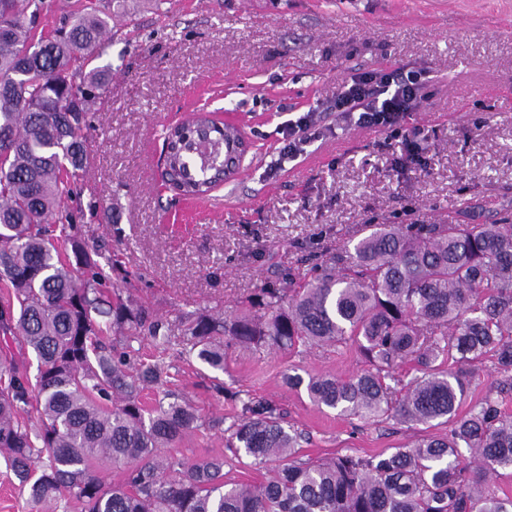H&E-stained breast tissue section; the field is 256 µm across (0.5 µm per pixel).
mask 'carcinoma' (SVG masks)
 Wrapping results in <instances>:
<instances>
[{
    "mask_svg": "<svg viewBox=\"0 0 512 512\" xmlns=\"http://www.w3.org/2000/svg\"><path fill=\"white\" fill-rule=\"evenodd\" d=\"M45 0H0V333L32 351L35 385L0 357V454L37 502L67 496L82 512H512V499L486 488V476L512 469V415L499 395L512 391V223L370 224L307 277L292 270L263 285L249 307L202 314L185 336L197 359L224 371V338L246 347L355 343L368 368L347 379L312 377L310 400L363 420L448 424L393 452L295 460L302 432L285 427L267 401L243 403L228 428L229 447L257 464L274 461L257 486L224 480V459L174 468L160 458L197 427L192 404L173 393L147 406V383L164 369L129 371V353L102 343L108 318L128 341L170 342L159 320L132 295L109 292L112 258L75 226L87 112L112 65L84 71L110 30L94 8L52 35L32 26ZM191 125L211 132L199 153L171 135V158L186 196L218 185L239 130L207 113ZM61 225L55 236L49 225ZM495 357L499 379L459 412L473 366ZM410 364L412 376L396 373ZM36 405L40 424L21 416ZM47 460L41 466L35 460ZM103 458L122 469L107 487Z\"/></svg>",
    "mask_w": 512,
    "mask_h": 512,
    "instance_id": "1",
    "label": "carcinoma"
}]
</instances>
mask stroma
I'll use <instances>...</instances> for the list:
<instances>
[{
    "label": "stroma",
    "mask_w": 512,
    "mask_h": 512,
    "mask_svg": "<svg viewBox=\"0 0 512 512\" xmlns=\"http://www.w3.org/2000/svg\"><path fill=\"white\" fill-rule=\"evenodd\" d=\"M96 65L112 77L87 115L82 204L88 241L114 254L127 287L171 334L166 348L133 342L134 368L159 362L165 388L187 398L197 427L169 461L224 460V477L261 482L265 466L234 455L224 431L243 401H272L307 437L300 454L371 455L447 434L393 420L365 422L314 405L285 373L345 379L365 369L356 346L293 351L224 343L213 376L183 340L200 313L242 307L273 271H301L358 240L368 224L512 219V0H129L109 21ZM402 66L424 97L402 138L361 128L326 109L353 72ZM239 124L252 147L238 173L209 196L183 201L164 189L163 130L199 108ZM315 109L320 136L277 167L281 130ZM0 512H81L60 498L34 502L0 456Z\"/></svg>",
    "instance_id": "obj_1"
}]
</instances>
